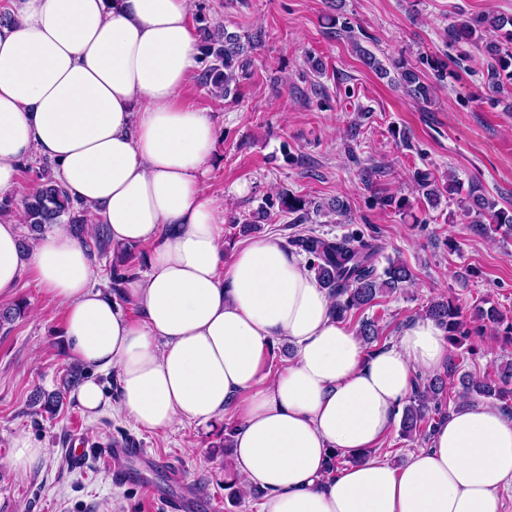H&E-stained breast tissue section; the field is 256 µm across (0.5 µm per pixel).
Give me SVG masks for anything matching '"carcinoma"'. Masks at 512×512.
<instances>
[{"instance_id": "cac0c4a2", "label": "carcinoma", "mask_w": 512, "mask_h": 512, "mask_svg": "<svg viewBox=\"0 0 512 512\" xmlns=\"http://www.w3.org/2000/svg\"><path fill=\"white\" fill-rule=\"evenodd\" d=\"M198 42L202 49L203 60L208 65L201 73V83L217 95L228 97L237 94L239 76L246 75L247 49L260 42L261 36L241 37L224 35V39L215 36L213 29L202 13L195 17ZM343 32L353 42L355 52L366 66L382 78H390L394 84L402 87L412 99L428 103L438 85L447 77V63L439 57L427 61L434 72V82L428 83L422 73L402 61L392 60L390 64L370 50L364 48L353 35L351 27ZM446 35L454 45L467 44L477 47L487 58L483 78L488 90L499 94L507 86H512V17L479 14L465 16L448 28ZM417 191L426 202L436 207L445 195L458 196V207L465 213L489 214L496 228H506L512 232V210L496 208V203L483 194L482 186L471 181L463 188L455 179L444 185L425 171L414 174ZM279 209L286 214L295 215L294 221L307 219V202L301 198L283 195L278 198ZM25 224L31 237L43 233L53 224L66 222L70 231L90 251L101 256L111 252L116 260L110 267L113 286H118L137 275L139 269L136 256L130 246H114L107 228L99 224L88 231L82 218L83 207L75 204L65 185L49 173V166L42 168L37 188L22 203ZM271 203L258 206L251 213L231 217L230 223L240 224L243 230L257 228L258 225L272 220ZM289 245L311 256L310 270L314 271L319 284L327 289L334 300L333 313L338 320H345L353 310L364 311L376 305L377 300L397 291L412 278V271L398 259H387V265L378 268L377 261L380 246L373 239H364L354 235L326 238L320 235H297L289 240ZM425 317L437 322L445 331V338L452 347H457L479 333L477 323L487 320L504 327V332L512 335V322L506 320L496 307H475L471 317L466 318L461 308L451 300L429 302L423 309ZM458 365L454 358L448 359L446 371L415 384L408 404L403 407L400 430L405 437L433 432L436 425L447 417L443 409L441 396L448 388V379L455 376ZM462 398L469 401L487 400L500 408L512 412V365L492 378H474L467 375L459 377ZM34 403L50 415H55L62 404L58 392L38 391L33 397ZM370 452L342 455L336 450L329 456L327 472L340 468L344 461L354 463L368 458Z\"/></svg>"}]
</instances>
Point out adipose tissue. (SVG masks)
<instances>
[{"label": "adipose tissue", "instance_id": "1", "mask_svg": "<svg viewBox=\"0 0 512 512\" xmlns=\"http://www.w3.org/2000/svg\"><path fill=\"white\" fill-rule=\"evenodd\" d=\"M0 23V199L19 164L53 163L87 221L113 244H150L148 270L121 296L96 287L95 255L56 224L21 248L0 222V296L29 263L64 313L73 359L94 369L74 391L84 412L110 405L148 431L231 415L228 466L261 512H502L512 491V417L464 402L399 468L374 458L325 474L329 450L374 447L416 374L447 356L419 318L368 354L333 300L273 235L224 258V202L200 186L217 130L183 101L200 50L195 0H10ZM135 300L132 319L120 304ZM295 348L273 374L271 346Z\"/></svg>", "mask_w": 512, "mask_h": 512}]
</instances>
